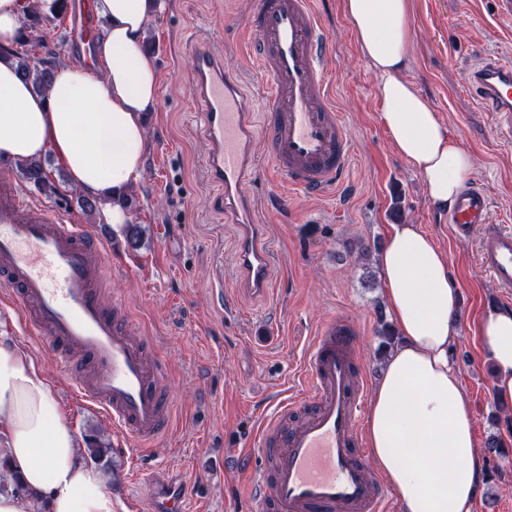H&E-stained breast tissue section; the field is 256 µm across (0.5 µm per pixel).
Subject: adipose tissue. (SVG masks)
<instances>
[{"mask_svg": "<svg viewBox=\"0 0 512 512\" xmlns=\"http://www.w3.org/2000/svg\"><path fill=\"white\" fill-rule=\"evenodd\" d=\"M45 15L56 0H0V157L23 161L53 152L70 183L105 199V223L128 214L115 200L144 170L142 118L154 111L159 83L143 47L156 0H97L109 26L97 44L103 77L70 65L47 93L21 80L8 51L28 2ZM361 56L378 77L381 116L397 153L425 177L432 204L451 207L472 174L470 155L444 130L405 78L411 0H343ZM391 315L402 341L371 397L367 440L403 512H472L485 476L459 374L448 360L458 334L459 293L448 261L411 224L395 225L379 258ZM481 332L500 400L512 402V309L493 308ZM0 457L24 493H0V512H117L105 474L77 453L58 417L49 383L31 351L0 343Z\"/></svg>", "mask_w": 512, "mask_h": 512, "instance_id": "1", "label": "adipose tissue"}]
</instances>
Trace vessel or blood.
Wrapping results in <instances>:
<instances>
[{"label": "vessel or blood", "instance_id": "vessel-or-blood-1", "mask_svg": "<svg viewBox=\"0 0 512 512\" xmlns=\"http://www.w3.org/2000/svg\"><path fill=\"white\" fill-rule=\"evenodd\" d=\"M246 28L252 66L271 88L261 105H253L240 75L205 36L193 42L191 87L212 204L235 229L234 285L270 301L277 295V266L250 189L261 159L289 191L322 195L340 184L353 143L326 75L328 38L314 0H257ZM67 31V52L94 65L98 18L91 0H71ZM464 86L512 138V56L477 55L464 70ZM447 216L456 238L478 239L480 264L493 284L511 291L512 231L492 223L486 193L465 187ZM107 258L99 235L0 176V286L9 289L26 328L71 375L72 392L108 416L124 456L147 477L153 472L149 445L173 418L167 370L126 304L106 302ZM357 334L343 318L326 319L299 386L259 418L251 441L268 464L255 472V512H387L390 492L370 475L361 440L368 384ZM195 499L187 483L157 493L153 512H189Z\"/></svg>", "mask_w": 512, "mask_h": 512}]
</instances>
